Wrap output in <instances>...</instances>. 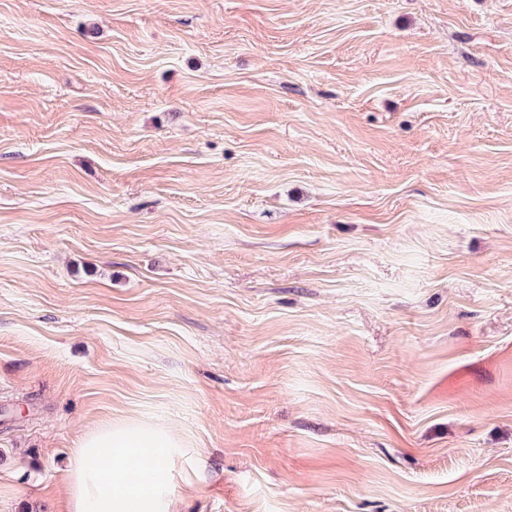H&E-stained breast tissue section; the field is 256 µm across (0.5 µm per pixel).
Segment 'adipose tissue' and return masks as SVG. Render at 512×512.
<instances>
[{
	"mask_svg": "<svg viewBox=\"0 0 512 512\" xmlns=\"http://www.w3.org/2000/svg\"><path fill=\"white\" fill-rule=\"evenodd\" d=\"M184 451L183 438L169 425L105 421L71 451L68 512H177L174 464Z\"/></svg>",
	"mask_w": 512,
	"mask_h": 512,
	"instance_id": "1",
	"label": "adipose tissue"
}]
</instances>
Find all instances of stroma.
<instances>
[{"instance_id": "obj_1", "label": "stroma", "mask_w": 512, "mask_h": 512, "mask_svg": "<svg viewBox=\"0 0 512 512\" xmlns=\"http://www.w3.org/2000/svg\"><path fill=\"white\" fill-rule=\"evenodd\" d=\"M111 418L178 512H512V0H0V512Z\"/></svg>"}]
</instances>
